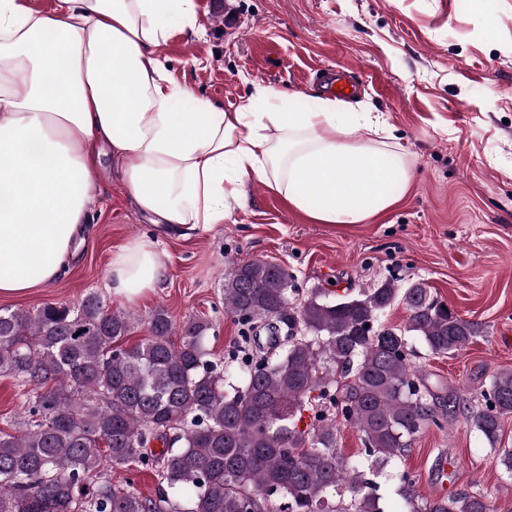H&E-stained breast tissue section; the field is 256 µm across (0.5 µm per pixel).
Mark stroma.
Returning a JSON list of instances; mask_svg holds the SVG:
<instances>
[{"label":"stroma","instance_id":"35a3bbf8","mask_svg":"<svg viewBox=\"0 0 512 512\" xmlns=\"http://www.w3.org/2000/svg\"><path fill=\"white\" fill-rule=\"evenodd\" d=\"M197 33L176 28L161 48L166 68L218 107L247 105L254 86L285 92L304 107L324 89L316 72L340 67L358 83L351 106L379 112L413 169L403 202L368 224H314L262 184L246 185L247 206L187 238L166 236L133 208L103 155L88 209L91 233L50 287L0 308L78 303L98 293L110 308L139 315L128 342L148 336L156 310L176 323L205 318L215 356L239 340L224 312V275L263 258L311 289L365 288L393 278L422 282L481 337L455 356L422 352L432 378L470 393L512 370V0H194ZM153 240L164 281L130 301L112 294V254L132 239ZM29 389L0 375V430L27 415ZM455 465L448 494L487 495L512 512V475L464 417L424 430L402 469L424 499L439 497L435 464Z\"/></svg>","mask_w":512,"mask_h":512}]
</instances>
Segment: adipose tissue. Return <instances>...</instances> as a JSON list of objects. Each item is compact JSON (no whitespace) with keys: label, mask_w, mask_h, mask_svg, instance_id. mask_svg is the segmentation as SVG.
<instances>
[{"label":"adipose tissue","mask_w":512,"mask_h":512,"mask_svg":"<svg viewBox=\"0 0 512 512\" xmlns=\"http://www.w3.org/2000/svg\"><path fill=\"white\" fill-rule=\"evenodd\" d=\"M194 0H0V297L52 285L86 234L103 148L138 213L180 236L245 207L254 180L316 224H365L403 200L412 166L391 127L332 99L283 109L256 88L227 112L168 73L158 50ZM167 267L136 239L109 266L134 300Z\"/></svg>","instance_id":"adipose-tissue-1"}]
</instances>
